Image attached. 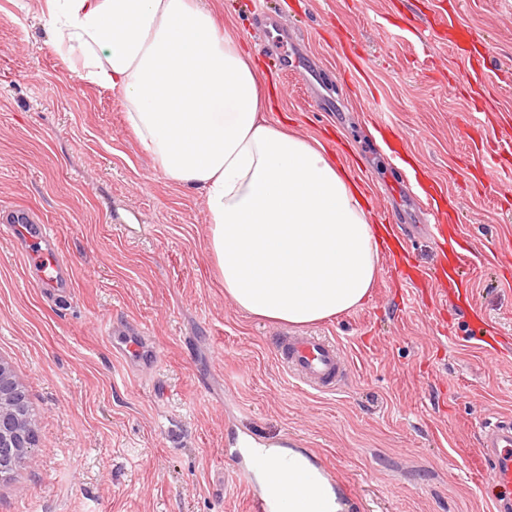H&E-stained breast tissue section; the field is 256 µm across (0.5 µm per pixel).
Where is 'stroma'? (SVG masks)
I'll use <instances>...</instances> for the list:
<instances>
[{
  "label": "stroma",
  "instance_id": "obj_1",
  "mask_svg": "<svg viewBox=\"0 0 512 512\" xmlns=\"http://www.w3.org/2000/svg\"><path fill=\"white\" fill-rule=\"evenodd\" d=\"M206 2L251 56L266 119L364 178L375 223H421V177L456 201L452 245L492 347L430 289L408 303L385 250L363 306L306 326L347 366L336 392L306 391L274 352L292 325L225 299L205 204L138 142L122 93L67 69L37 0H0V209L41 214L73 282L47 298L0 232V357L37 431L35 464L0 483V512H243L227 476L243 438L308 453L349 512H512L459 454L488 420L512 418V158L497 168L502 190L480 183L512 131V0H266L300 62L283 77L254 0ZM443 2L479 36L484 93L429 25ZM133 325L158 363L118 353Z\"/></svg>",
  "mask_w": 512,
  "mask_h": 512
}]
</instances>
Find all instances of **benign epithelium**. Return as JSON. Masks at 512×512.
<instances>
[{
	"label": "benign epithelium",
	"instance_id": "obj_1",
	"mask_svg": "<svg viewBox=\"0 0 512 512\" xmlns=\"http://www.w3.org/2000/svg\"><path fill=\"white\" fill-rule=\"evenodd\" d=\"M37 433L24 387L0 359V481L22 464H32Z\"/></svg>",
	"mask_w": 512,
	"mask_h": 512
}]
</instances>
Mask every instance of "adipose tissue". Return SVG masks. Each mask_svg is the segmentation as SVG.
<instances>
[{"label":"adipose tissue","mask_w":512,"mask_h":512,"mask_svg":"<svg viewBox=\"0 0 512 512\" xmlns=\"http://www.w3.org/2000/svg\"><path fill=\"white\" fill-rule=\"evenodd\" d=\"M52 43L87 84L120 90L164 175L201 191L224 295L249 315L307 325L361 306L382 244L346 173L314 139L267 122L241 42L203 0H39ZM282 512H346L299 451L249 443Z\"/></svg>","instance_id":"adipose-tissue-1"}]
</instances>
